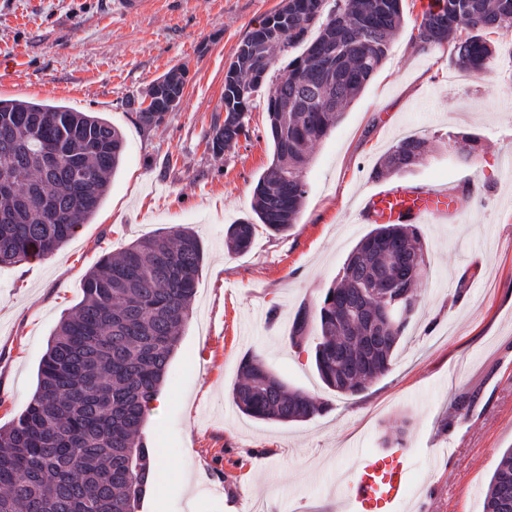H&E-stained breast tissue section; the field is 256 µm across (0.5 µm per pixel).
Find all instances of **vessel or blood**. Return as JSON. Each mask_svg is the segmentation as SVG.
Here are the masks:
<instances>
[{
  "mask_svg": "<svg viewBox=\"0 0 512 512\" xmlns=\"http://www.w3.org/2000/svg\"><path fill=\"white\" fill-rule=\"evenodd\" d=\"M463 210V205H452L447 190L398 186L366 194L359 214L362 221L370 224H421L427 219ZM410 469V456L402 449L396 450L387 463L370 454L360 456L344 484V512H390L408 496Z\"/></svg>",
  "mask_w": 512,
  "mask_h": 512,
  "instance_id": "1",
  "label": "vessel or blood"
}]
</instances>
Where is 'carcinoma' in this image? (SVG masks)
<instances>
[{
  "instance_id": "carcinoma-1",
  "label": "carcinoma",
  "mask_w": 512,
  "mask_h": 512,
  "mask_svg": "<svg viewBox=\"0 0 512 512\" xmlns=\"http://www.w3.org/2000/svg\"><path fill=\"white\" fill-rule=\"evenodd\" d=\"M403 21V0H288L283 29L259 21L224 76V109L234 122L215 129L221 153L248 136L255 93L277 54L299 46L288 74L269 88L273 163L259 177L252 211L266 229L290 231L306 197L303 169L312 146L381 68ZM317 35L309 38L312 28ZM424 51L453 44L455 65L489 71L495 50L485 35L512 31V0H435L414 27ZM186 68L155 79L183 97ZM124 153L122 134L106 119L41 100L0 99V266L45 260L73 238L102 205ZM424 155V141L399 140L373 178L399 175ZM256 225L232 224L228 247L243 252ZM426 245L415 224H376L348 255L315 315L302 308L289 342H308L316 323L314 362L332 391L356 395L389 372L416 314ZM203 248L188 228L146 237L120 256H103L83 281L81 301L58 324L25 409L0 426V512H137L156 456L143 433L169 360L191 317ZM376 288L378 292H366ZM400 288L407 315L389 319L383 289ZM232 390L244 414L279 423L325 413L288 387L256 355L240 363ZM483 512H512V448L503 451L485 490Z\"/></svg>"
}]
</instances>
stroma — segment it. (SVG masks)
<instances>
[{"instance_id": "1", "label": "stroma", "mask_w": 512, "mask_h": 512, "mask_svg": "<svg viewBox=\"0 0 512 512\" xmlns=\"http://www.w3.org/2000/svg\"><path fill=\"white\" fill-rule=\"evenodd\" d=\"M281 0H156L125 19L104 0H0V99L41 98L95 112L125 138L123 161L89 223L51 258L0 267V425L22 412L48 340L82 298L106 253L179 227L204 250L193 313L144 433L184 483L151 490L138 512H337L336 485L359 453L390 456L402 435L410 494L397 512H483V491L512 447V34L492 35V71L475 77L413 41L425 0H404L388 57L303 171L307 194L290 231L258 227L249 251L228 250L230 224L252 218L253 188L273 161L266 96L248 138L224 153V75L242 40ZM179 107L153 126L133 104L178 63ZM477 139L479 166L459 163L455 136ZM423 161L380 182L375 164L402 137ZM443 186L465 215L421 224L427 274L418 315L383 377L342 397L321 382L310 348L290 346L300 307L324 290L370 229L364 195L380 187ZM329 409L290 424L255 420L232 399L245 353Z\"/></svg>"}]
</instances>
